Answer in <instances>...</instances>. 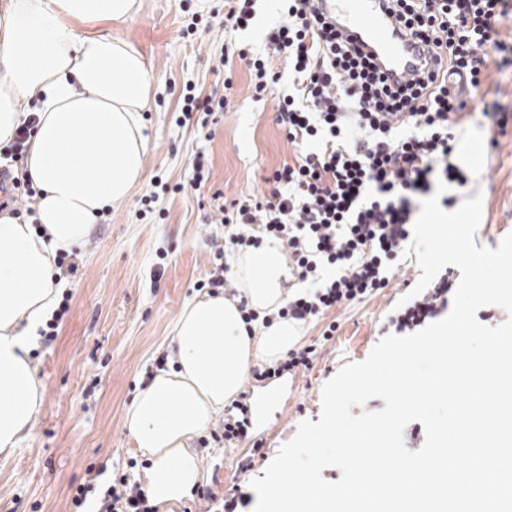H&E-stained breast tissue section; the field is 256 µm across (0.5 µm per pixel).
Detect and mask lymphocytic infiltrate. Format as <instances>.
Segmentation results:
<instances>
[{
    "label": "lymphocytic infiltrate",
    "instance_id": "1",
    "mask_svg": "<svg viewBox=\"0 0 512 512\" xmlns=\"http://www.w3.org/2000/svg\"><path fill=\"white\" fill-rule=\"evenodd\" d=\"M394 20L418 42L444 55L448 77L394 87L372 57L353 47L317 14L314 0H284L281 24L265 54L222 50L219 64L240 62L260 99L281 79L274 60L296 74L294 90L275 100L290 161L265 177L257 197L217 207L233 246L262 236L283 241L303 293L289 297L279 317L304 324L323 320L335 334L332 310L390 286L422 199L437 181L468 184L452 157L453 128L468 108L465 90L483 85L488 47L506 0H391ZM260 227L251 235L247 226ZM332 269L329 278L321 268ZM98 512H155L129 474L115 475Z\"/></svg>",
    "mask_w": 512,
    "mask_h": 512
}]
</instances>
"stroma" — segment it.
I'll use <instances>...</instances> for the list:
<instances>
[{
	"instance_id": "35a3bbf8",
	"label": "stroma",
	"mask_w": 512,
	"mask_h": 512,
	"mask_svg": "<svg viewBox=\"0 0 512 512\" xmlns=\"http://www.w3.org/2000/svg\"><path fill=\"white\" fill-rule=\"evenodd\" d=\"M223 9L224 0H143L138 15L112 29L140 48L150 70L144 181L99 220L92 241L76 251L77 272L62 279L70 300L57 337L37 340L30 353L42 405L25 440L0 454V512H69L70 484L91 478L107 484L109 470L140 459L124 411L154 372L156 358L169 355L173 324L213 266L214 243L225 235L217 203L260 193L264 175L291 156L273 96L255 99L240 63L224 111L212 113L203 128L176 123L185 85L204 97L222 89L224 73L215 67L222 46L264 53L268 32L283 18L279 0H259L251 24L233 31L223 26ZM195 13L203 25L184 36ZM499 30L507 48L491 51L487 87L472 93L470 114L457 129L455 161L470 183L449 191L460 201L482 196L474 240L492 249L512 233V12ZM491 90L502 112L486 110ZM199 153L210 165L209 179L199 189L174 192ZM146 195L157 198L148 213L140 204ZM419 275L415 258L400 261L390 288L336 311V334L312 369L255 382V393L276 392L262 403L260 433L211 448L201 466L203 484L219 496L223 512H253L251 481L263 477L303 420H318L322 387L340 367L366 359L378 341L395 334L403 284ZM249 450L254 465L239 472L236 459Z\"/></svg>"
}]
</instances>
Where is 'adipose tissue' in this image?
Segmentation results:
<instances>
[{
    "label": "adipose tissue",
    "instance_id": "adipose-tissue-1",
    "mask_svg": "<svg viewBox=\"0 0 512 512\" xmlns=\"http://www.w3.org/2000/svg\"><path fill=\"white\" fill-rule=\"evenodd\" d=\"M140 0H9L0 14V144L34 99L38 118L26 157L37 190L36 224L0 213V453L19 447L42 404L32 343L59 304L58 253L87 243L102 211L124 201L144 175L143 111L151 78L142 52L108 33L79 35L75 23H123ZM237 295L187 303L172 330L173 364L158 370L126 409L136 448L152 465L150 500L182 502L203 479L192 439L237 398L259 361L298 342L301 323L278 317L288 300V258L266 237L231 259ZM246 300L258 318L244 323Z\"/></svg>",
    "mask_w": 512,
    "mask_h": 512
}]
</instances>
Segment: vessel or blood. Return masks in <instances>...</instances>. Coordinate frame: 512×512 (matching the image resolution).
<instances>
[{"label": "vessel or blood", "instance_id": "b4317fda", "mask_svg": "<svg viewBox=\"0 0 512 512\" xmlns=\"http://www.w3.org/2000/svg\"><path fill=\"white\" fill-rule=\"evenodd\" d=\"M387 0H316L315 7L345 38L374 55L391 80L407 82L445 76L448 65L433 52L416 47L387 11Z\"/></svg>", "mask_w": 512, "mask_h": 512}]
</instances>
